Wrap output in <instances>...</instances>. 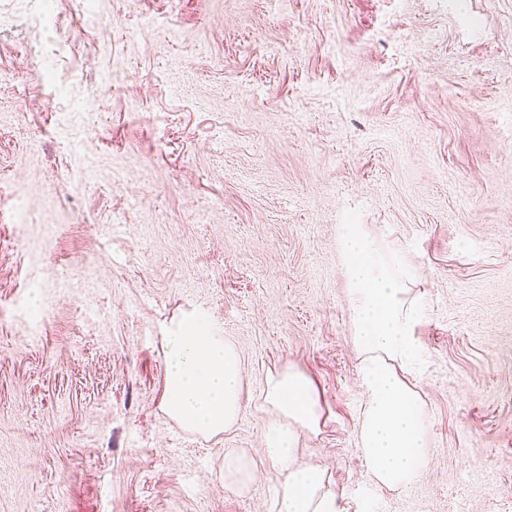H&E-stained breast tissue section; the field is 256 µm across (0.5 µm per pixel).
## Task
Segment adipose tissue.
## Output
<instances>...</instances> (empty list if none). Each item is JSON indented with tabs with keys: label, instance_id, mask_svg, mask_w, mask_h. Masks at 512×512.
Instances as JSON below:
<instances>
[{
	"label": "adipose tissue",
	"instance_id": "adipose-tissue-1",
	"mask_svg": "<svg viewBox=\"0 0 512 512\" xmlns=\"http://www.w3.org/2000/svg\"><path fill=\"white\" fill-rule=\"evenodd\" d=\"M337 233L363 391L359 439L365 466L374 487L405 490L430 461L425 401L400 372L422 354L414 334L422 308L411 294L416 270L403 251L378 246L366 225L341 224ZM163 341L167 416L204 437L233 427L242 412L245 367L223 329L206 314L191 313ZM262 393L281 415L261 441L277 474L272 512H340L325 470L297 459L301 435L319 430L322 409L312 379L292 366L273 371Z\"/></svg>",
	"mask_w": 512,
	"mask_h": 512
}]
</instances>
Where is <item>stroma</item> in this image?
I'll return each instance as SVG.
<instances>
[{"label":"stroma","instance_id":"1","mask_svg":"<svg viewBox=\"0 0 512 512\" xmlns=\"http://www.w3.org/2000/svg\"><path fill=\"white\" fill-rule=\"evenodd\" d=\"M82 2L0 0V512H269L289 366L322 405L299 459L362 512L341 224L426 308L430 464L373 512H512V0ZM196 309L246 370L207 439L162 410ZM253 479V461L245 456L231 454L224 457V481L230 488H246Z\"/></svg>","mask_w":512,"mask_h":512}]
</instances>
